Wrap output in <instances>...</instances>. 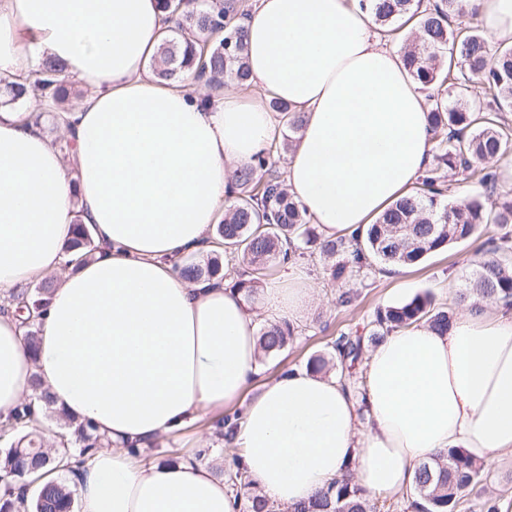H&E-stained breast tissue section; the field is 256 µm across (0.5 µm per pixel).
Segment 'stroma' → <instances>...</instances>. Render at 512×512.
<instances>
[{
    "mask_svg": "<svg viewBox=\"0 0 512 512\" xmlns=\"http://www.w3.org/2000/svg\"><path fill=\"white\" fill-rule=\"evenodd\" d=\"M502 231L494 224L481 233L451 243L442 252L434 253L416 265L400 268L394 277L372 275L368 272H350L343 283L330 281L326 262L316 253H304L296 263L318 285L319 290L308 312L294 321V335L288 345L275 354L264 356V377L271 378L290 367H302L315 354H324L340 333L368 334L378 309L407 301L416 294L427 292L437 305L457 312L461 307L460 295L467 288L478 262V252L491 237H500ZM354 294L351 304L341 305V292ZM210 419H201L183 432L155 441L148 457L161 461L170 456H195L200 439H207L211 452L232 457L231 448L215 439ZM497 505H512V459L486 466L481 481L465 492L459 512H485L487 500Z\"/></svg>",
    "mask_w": 512,
    "mask_h": 512,
    "instance_id": "35a3bbf8",
    "label": "stroma"
}]
</instances>
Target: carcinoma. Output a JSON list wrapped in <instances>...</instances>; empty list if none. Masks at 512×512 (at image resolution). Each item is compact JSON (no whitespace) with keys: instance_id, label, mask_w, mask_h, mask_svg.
Listing matches in <instances>:
<instances>
[{"instance_id":"1","label":"carcinoma","mask_w":512,"mask_h":512,"mask_svg":"<svg viewBox=\"0 0 512 512\" xmlns=\"http://www.w3.org/2000/svg\"><path fill=\"white\" fill-rule=\"evenodd\" d=\"M188 2L161 0L174 35L162 44L154 58L156 77L172 82L190 73L193 79L216 86L222 81L248 85L243 26L248 14L238 11L234 0H215L210 5L196 2L191 9L186 8ZM360 2L387 36L398 33L396 22L415 21L417 39L405 45L402 57L408 73L422 89L439 88L451 80L457 81L460 88L476 82L482 85L496 111H487L474 101L457 99L450 104L442 97L431 99L427 119L435 143L436 166L426 171L410 195L397 200L364 231L350 237L324 241L318 238L305 212L288 194L283 173L275 169L277 146H270L252 164L237 169L224 219L216 225V239L224 241L229 262L247 267L246 278L236 283L247 296L253 292V284L300 250L314 248L326 257H341L329 268L331 278L339 280L348 270L366 268L385 273L390 266H411L452 242L474 236L486 224H512V192L498 191L495 172L478 166L512 154V128L500 116L512 111V48L495 49L482 34L463 25V18L479 13L471 0H434L424 9L420 0ZM63 70L61 61L45 58L25 79L33 98L41 106L56 110L58 118L63 111L61 104L70 95L67 82L60 79ZM26 88L5 85L6 102L18 101ZM269 108L288 131L295 133L302 128V116L287 103L272 98ZM447 170L477 179L489 194L496 196L494 209L487 210L477 199L450 201L453 183L446 179ZM96 249L89 228L76 225L66 254L78 252L85 259ZM498 252V246L490 247L477 263L470 293L512 301V266ZM179 271L188 280H224L223 265L216 259L202 265L189 255ZM51 290L52 284L44 283L39 287L40 298L17 291L8 298L32 347L37 333L33 320ZM451 319L452 314L435 306L430 294H417L403 304L378 312L372 336L379 339L396 328L423 320L443 336L448 334ZM292 334L293 328L286 321L269 324L260 334V346L267 354L278 352ZM332 350L341 363L340 380L356 386V366L364 353L363 337L342 334L333 341ZM40 421L30 403L18 407L12 418L10 429L22 430L24 435L0 454V482L6 488V495L0 498V512H14L18 505L27 512H73L74 493L61 482L48 481L32 500L18 503L11 500L12 489H28V479L40 470L70 469L92 449L112 447L108 438L79 423L73 438L61 439L62 450L51 456L42 449V439L37 434ZM483 470L482 462L456 448L420 463L415 471L419 497L414 502L416 512H457L462 494L479 481ZM225 479L235 493L252 487L251 479L237 461ZM293 512H377V507L346 476L327 491L299 504Z\"/></svg>"}]
</instances>
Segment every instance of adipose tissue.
<instances>
[{"label":"adipose tissue","mask_w":512,"mask_h":512,"mask_svg":"<svg viewBox=\"0 0 512 512\" xmlns=\"http://www.w3.org/2000/svg\"><path fill=\"white\" fill-rule=\"evenodd\" d=\"M158 0H0V78L52 56L84 88L60 125L0 106V297L58 282L29 346L0 314V422L35 399L92 424L111 447L70 481L78 512H241L209 454H131L241 404L233 445L274 506L352 475L372 497L415 486V467L450 448L493 464L512 455V305L474 300L439 335L427 323L371 346L361 396L336 376L292 369L262 379L258 315L302 317V269L266 283L259 310L176 259L212 248L232 172L279 138L275 113L236 92L163 85ZM250 81L304 113L287 186L322 239L351 236L413 189L434 143L428 101L359 0H258L246 22ZM97 249L64 269L76 223Z\"/></svg>","instance_id":"adipose-tissue-1"}]
</instances>
